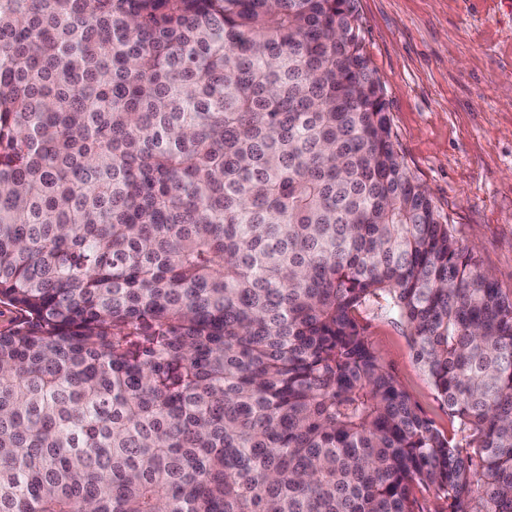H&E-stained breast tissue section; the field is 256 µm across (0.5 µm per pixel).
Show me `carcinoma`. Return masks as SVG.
Returning <instances> with one entry per match:
<instances>
[{
    "instance_id": "obj_1",
    "label": "carcinoma",
    "mask_w": 512,
    "mask_h": 512,
    "mask_svg": "<svg viewBox=\"0 0 512 512\" xmlns=\"http://www.w3.org/2000/svg\"><path fill=\"white\" fill-rule=\"evenodd\" d=\"M0 304V512H512V295L354 0H0ZM367 336L377 351L391 365L404 388L428 417L448 430V411L437 399L426 375L412 358L408 337L402 327L376 306L364 314Z\"/></svg>"
}]
</instances>
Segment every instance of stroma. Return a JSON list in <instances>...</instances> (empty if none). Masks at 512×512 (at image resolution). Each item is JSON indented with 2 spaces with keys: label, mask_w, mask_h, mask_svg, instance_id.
<instances>
[{
  "label": "stroma",
  "mask_w": 512,
  "mask_h": 512,
  "mask_svg": "<svg viewBox=\"0 0 512 512\" xmlns=\"http://www.w3.org/2000/svg\"><path fill=\"white\" fill-rule=\"evenodd\" d=\"M357 10L406 170L512 295V0H357ZM364 322L404 388L447 427L402 327L374 307Z\"/></svg>",
  "instance_id": "stroma-1"
}]
</instances>
